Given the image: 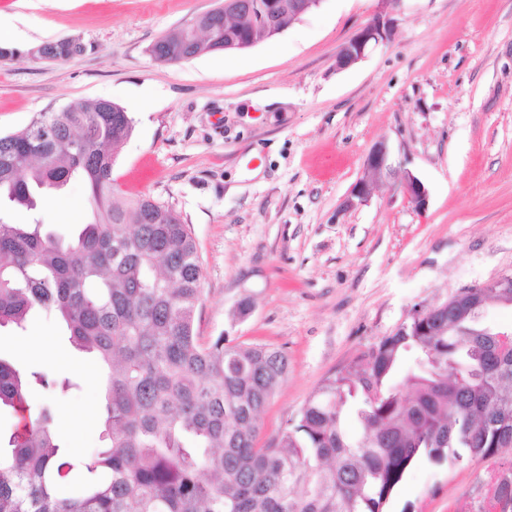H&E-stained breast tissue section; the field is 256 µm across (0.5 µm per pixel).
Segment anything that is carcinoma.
<instances>
[{
    "label": "carcinoma",
    "mask_w": 512,
    "mask_h": 512,
    "mask_svg": "<svg viewBox=\"0 0 512 512\" xmlns=\"http://www.w3.org/2000/svg\"><path fill=\"white\" fill-rule=\"evenodd\" d=\"M274 37L259 14L218 20L190 54ZM107 100L40 112L0 135V197L88 182L93 219L64 240L34 220L0 219V330L35 310L61 318L73 346L105 370L104 445L66 456L32 385L77 387L0 357V406L17 422L0 452V512H384L416 461L493 460L512 432V350L465 310L409 318L258 445L260 414L288 371L284 352L194 329L202 268L190 225L151 197H114L112 166L133 120ZM47 127L44 142L31 140ZM402 372L399 382L393 375ZM353 416L360 431L351 435Z\"/></svg>",
    "instance_id": "cac0c4a2"
}]
</instances>
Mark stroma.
I'll use <instances>...</instances> for the list:
<instances>
[{"instance_id":"35a3bbf8","label":"stroma","mask_w":512,"mask_h":512,"mask_svg":"<svg viewBox=\"0 0 512 512\" xmlns=\"http://www.w3.org/2000/svg\"><path fill=\"white\" fill-rule=\"evenodd\" d=\"M220 0H0L11 26L0 58V134L40 112L105 99L134 120L112 180L125 199L150 196L190 224L202 267L198 336L283 351L288 373L260 417L274 439L336 371L405 322L414 305L512 273V0H403L392 39L340 70V46L376 0H322L274 38L229 53L163 63V35ZM71 38L63 62L38 46ZM394 175L347 205L377 143ZM428 191L416 207L401 172ZM74 236L92 219L86 183L44 194L37 211L0 205V217ZM251 312L237 318L240 302ZM34 336L46 352L20 353ZM0 356L78 377L50 395L69 452L99 447L102 371L75 350L54 314L0 337ZM493 462L418 461L386 512H474Z\"/></svg>"}]
</instances>
